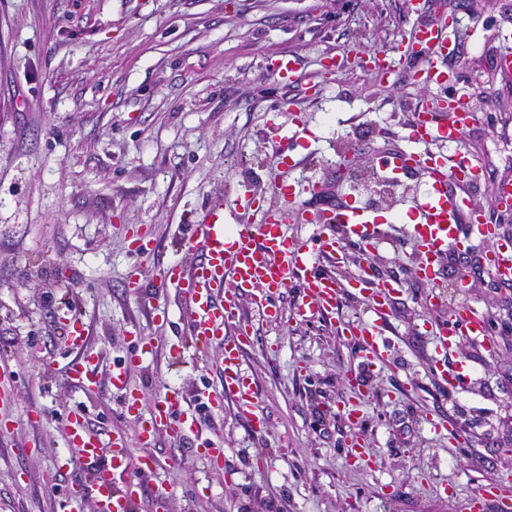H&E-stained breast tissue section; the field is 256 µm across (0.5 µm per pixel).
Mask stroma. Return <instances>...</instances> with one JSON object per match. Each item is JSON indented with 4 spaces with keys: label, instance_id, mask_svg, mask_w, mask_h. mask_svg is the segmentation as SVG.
Wrapping results in <instances>:
<instances>
[{
    "label": "stroma",
    "instance_id": "stroma-1",
    "mask_svg": "<svg viewBox=\"0 0 512 512\" xmlns=\"http://www.w3.org/2000/svg\"><path fill=\"white\" fill-rule=\"evenodd\" d=\"M453 18V69L460 82L430 83L427 60L403 50L413 29ZM512 33V0H0V359L15 372V422L0 452V512H58L87 467L66 446L68 411L122 433L132 458L156 457V480L173 490L165 512H474L488 482L512 477V294L495 287L475 238L451 251L436 283L417 279L419 248L404 222L428 185L413 171L391 182L380 153L425 156L436 141L407 137L414 109L466 91L473 120L457 145L484 173L466 204L494 209L491 185L512 177V76L491 60ZM378 53V76L362 59ZM299 77L274 76L279 57ZM354 182L353 201L382 217L368 255L401 283L383 327L389 358L367 368L346 324L371 322L366 304L344 298L331 315L298 316L291 288L263 316L256 294L240 301L252 326L243 366L255 380L254 433L232 401L202 412L196 431L160 434L141 446L139 427L110 383L130 353L131 325L168 355L132 368L146 397L168 387L194 400L220 386L213 353L191 346V311L156 268L192 267L201 253L191 227L214 203L252 191L250 223L276 205L294 214L298 197L278 183ZM146 230L154 252L138 257L130 233ZM142 283L158 311L127 288ZM469 286L459 292V275ZM482 316L496 347L459 337L450 361L467 364L462 389L431 372L437 331L460 302ZM89 326L100 359L94 393L66 385L72 358L57 316ZM355 405L358 421L344 408ZM44 419L26 425L33 407ZM444 419L447 431L430 423ZM221 441L223 473L200 456ZM38 442L21 456L15 445ZM363 455H355V448ZM55 472V489L42 485Z\"/></svg>",
    "mask_w": 512,
    "mask_h": 512
}]
</instances>
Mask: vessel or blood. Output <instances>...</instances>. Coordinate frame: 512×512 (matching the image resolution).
<instances>
[{
  "instance_id": "vessel-or-blood-1",
  "label": "vessel or blood",
  "mask_w": 512,
  "mask_h": 512,
  "mask_svg": "<svg viewBox=\"0 0 512 512\" xmlns=\"http://www.w3.org/2000/svg\"><path fill=\"white\" fill-rule=\"evenodd\" d=\"M430 48L432 57L450 58L455 48L446 26L433 19L415 28L405 44L406 50L416 46ZM470 112L462 99H455L446 114L430 108L419 109L408 125V136L413 140L439 141L454 144L466 130ZM422 165L429 183V192L416 206L411 217L413 235L419 246L422 264L419 273L426 282H436L437 265L451 250L463 247L466 240L477 237L491 242L492 249L487 264L496 277L512 282V241L496 236L495 226L479 208L464 205L460 193L479 188L482 176L466 160L453 161L444 155L419 157L413 153L397 152L386 160V168L402 173L415 165ZM329 223L336 232L318 234L313 243H299L289 237L284 226L285 214L274 207L268 208L260 223L236 222L228 224L223 204L210 207L199 224L192 227V238L204 254L203 262L192 268L172 264L159 273L161 283H173L181 288L188 301L193 318L189 325L193 348L209 352L221 347L216 356V369L223 378L221 389L208 395L211 408H221L225 399L237 402L242 413L248 414L254 429H263L261 417L254 415L255 391L249 375L242 369L244 346L250 342V324L240 321L234 336H227L225 324L235 318L237 293L254 288L264 292L285 290L300 285L302 298L297 307L300 314L331 313L336 310L344 294L363 299L375 317L374 323H358L350 327L362 348L367 365H383L388 347L380 340V320L388 315V296L394 284L372 282L367 270L343 282L331 276L314 274L313 269L321 259L335 258L341 240L372 243L380 220L360 206L349 204L331 210ZM66 340L76 349L77 357L67 369L70 385L85 392L94 391L97 380V359L88 350L89 331L75 316L65 319ZM130 333L138 344L136 354L112 370V389L123 397L126 413L139 414L143 396L129 388L127 383L131 367L143 364L154 357L156 347L150 337L139 328ZM487 337L485 320L468 304H461L452 323L441 331L433 361V370L449 386L460 385L462 370H450L442 360V352L452 348L456 337ZM197 414L186 397L177 390H169L154 399L148 418L141 422L139 439L143 445H154L160 433L182 435L192 431ZM64 438L69 447L75 448L81 460L92 466L89 481L77 483L67 494L71 512H78L85 501H93L98 512H135L145 491H152L157 512H163L170 490L162 483L146 488L143 482L128 479L129 471L153 473L151 459H133L121 434L103 438L87 423L83 410L71 411L65 420Z\"/></svg>"
}]
</instances>
